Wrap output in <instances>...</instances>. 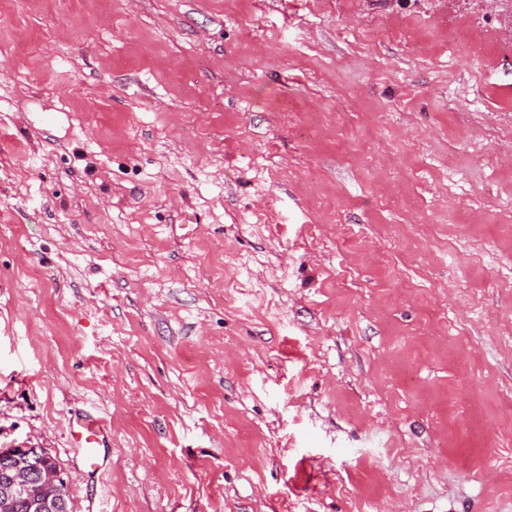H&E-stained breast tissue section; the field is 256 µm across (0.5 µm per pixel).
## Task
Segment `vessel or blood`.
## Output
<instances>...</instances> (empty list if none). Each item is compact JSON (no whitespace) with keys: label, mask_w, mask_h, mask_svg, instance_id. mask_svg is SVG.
<instances>
[{"label":"vessel or blood","mask_w":512,"mask_h":512,"mask_svg":"<svg viewBox=\"0 0 512 512\" xmlns=\"http://www.w3.org/2000/svg\"><path fill=\"white\" fill-rule=\"evenodd\" d=\"M68 442L83 460V472L98 477L112 448V428L103 417L87 412L68 421Z\"/></svg>","instance_id":"obj_1"}]
</instances>
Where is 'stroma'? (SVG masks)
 Instances as JSON below:
<instances>
[{"mask_svg": "<svg viewBox=\"0 0 512 512\" xmlns=\"http://www.w3.org/2000/svg\"><path fill=\"white\" fill-rule=\"evenodd\" d=\"M23 444L74 512H512V0H0ZM68 442L83 460V472L87 477H98L112 448V428L103 417L86 412L68 421Z\"/></svg>", "mask_w": 512, "mask_h": 512, "instance_id": "35a3bbf8", "label": "stroma"}]
</instances>
